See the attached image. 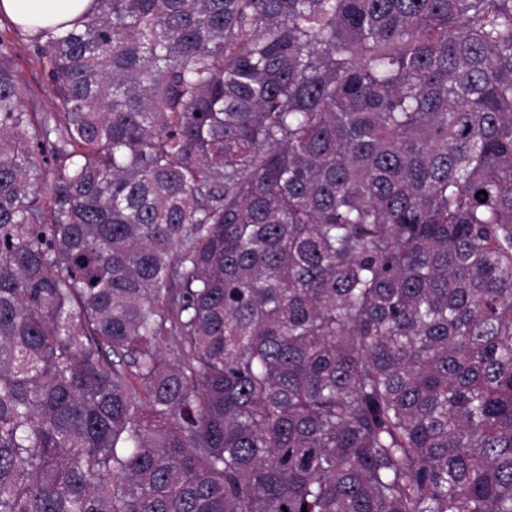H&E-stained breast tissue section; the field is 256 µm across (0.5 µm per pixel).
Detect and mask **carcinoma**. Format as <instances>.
Wrapping results in <instances>:
<instances>
[{
  "mask_svg": "<svg viewBox=\"0 0 512 512\" xmlns=\"http://www.w3.org/2000/svg\"><path fill=\"white\" fill-rule=\"evenodd\" d=\"M0 44V512H512V0H95ZM0 40L10 48L12 67L24 90L23 104L26 111L37 119L43 112H57L59 107L45 79L46 60L39 56L27 33L1 20Z\"/></svg>",
  "mask_w": 512,
  "mask_h": 512,
  "instance_id": "cac0c4a2",
  "label": "carcinoma"
}]
</instances>
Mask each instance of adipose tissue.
I'll use <instances>...</instances> for the list:
<instances>
[{
  "instance_id": "ef3b65f1",
  "label": "adipose tissue",
  "mask_w": 512,
  "mask_h": 512,
  "mask_svg": "<svg viewBox=\"0 0 512 512\" xmlns=\"http://www.w3.org/2000/svg\"><path fill=\"white\" fill-rule=\"evenodd\" d=\"M93 6V0H0V17L22 27L55 26L74 21Z\"/></svg>"
}]
</instances>
